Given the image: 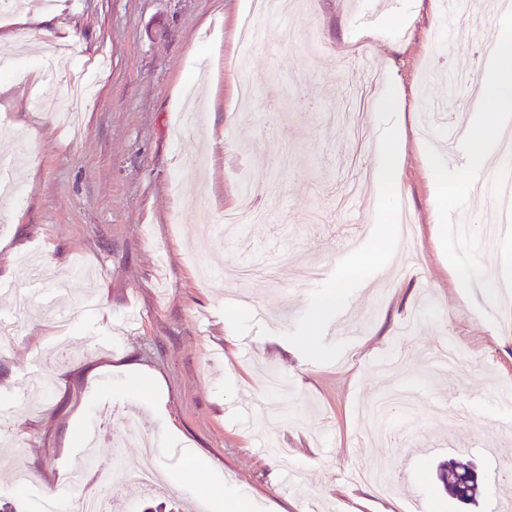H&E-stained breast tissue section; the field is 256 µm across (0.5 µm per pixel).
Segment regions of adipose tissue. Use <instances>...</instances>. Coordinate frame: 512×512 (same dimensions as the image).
Listing matches in <instances>:
<instances>
[{"label":"adipose tissue","mask_w":512,"mask_h":512,"mask_svg":"<svg viewBox=\"0 0 512 512\" xmlns=\"http://www.w3.org/2000/svg\"><path fill=\"white\" fill-rule=\"evenodd\" d=\"M498 58L496 69L483 76L480 86L482 114L467 128L466 150L470 158L467 170L448 177L444 167L434 166L435 199H443L471 183L474 175L484 169L490 150L502 133L505 118L512 116V15H502L499 36L494 44Z\"/></svg>","instance_id":"obj_1"}]
</instances>
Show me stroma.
<instances>
[{
    "label": "stroma",
    "mask_w": 512,
    "mask_h": 512,
    "mask_svg": "<svg viewBox=\"0 0 512 512\" xmlns=\"http://www.w3.org/2000/svg\"><path fill=\"white\" fill-rule=\"evenodd\" d=\"M366 0H288V12L260 20L250 47L240 26L250 0H66L48 20L34 5L0 21V33L37 46L0 75V150L25 148L19 190L0 207V325L15 343L0 352V502L40 512L71 466L84 462L88 493L111 481L108 461L137 460L117 436L137 419L147 439L180 433L193 458L164 469L163 493L194 512L187 484L243 488L256 512H380L376 487L352 483L358 468L384 469L394 512H502L512 479V257L474 253L447 227L432 228L431 166L442 129L423 134L419 115L448 95L454 64L484 58L497 18L460 14L453 50L437 38L444 0H400L376 29L356 20ZM383 61L377 98L345 109L356 90L357 43ZM255 87L239 97L242 79ZM400 99L398 109L383 100ZM401 148L399 181H380L376 142ZM204 152L205 173L178 165ZM251 180L264 224L213 232ZM413 221L411 236L383 237ZM364 239L347 248L349 236ZM378 254L375 266L361 263ZM45 287L77 274L54 311L16 317L29 264ZM318 264L322 279L294 272ZM468 267L459 282L456 267ZM349 272L342 310L355 332L323 339L307 306ZM246 294L265 312L248 316L236 342L224 339V298ZM322 337L321 351H291L297 336ZM465 363L436 372L425 351L445 338ZM150 371L156 390L134 389L126 365ZM283 388L264 392L269 373ZM37 374L52 380L26 401L16 395ZM405 387L401 427L381 441L358 407ZM107 417H99L103 408ZM465 409L467 421L457 420ZM107 438L81 457L88 422ZM471 462L476 503L450 497L437 472Z\"/></svg>",
    "instance_id": "stroma-1"
}]
</instances>
